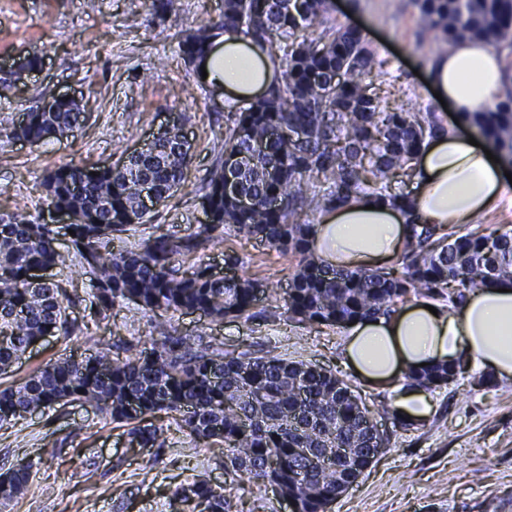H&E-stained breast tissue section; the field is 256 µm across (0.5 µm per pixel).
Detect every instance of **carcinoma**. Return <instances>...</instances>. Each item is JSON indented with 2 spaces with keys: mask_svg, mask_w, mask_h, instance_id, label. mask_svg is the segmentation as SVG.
I'll list each match as a JSON object with an SVG mask.
<instances>
[{
  "mask_svg": "<svg viewBox=\"0 0 512 512\" xmlns=\"http://www.w3.org/2000/svg\"><path fill=\"white\" fill-rule=\"evenodd\" d=\"M422 21L437 35V55L460 40L512 51V0H415ZM329 0H224L218 18L179 36L190 66L211 40L229 30L268 46L279 62L265 95L229 112L219 160L203 195L209 222L194 234H159L134 248L112 252L114 239L149 213L148 191L166 202L182 186L191 144L164 130L150 148L127 157L122 168H104L80 180L83 168L57 167L44 184L50 205L68 213L71 251H61L55 231L24 213L0 217V373H6L41 336L75 329L66 290L55 281L33 282L35 267L62 268L78 258L93 276L95 314L109 317L115 303L134 300L148 312L200 311L216 321L247 314L265 292L262 271L231 281L214 278L204 263L182 271L177 255L204 250L224 228L258 238L298 258L285 307L310 325L345 327L396 312L411 294L448 297L512 276V236L441 232L411 219L402 270L335 269L312 252L315 225L298 215L322 214L362 194H372L413 214L408 193L395 179L410 176L425 143L448 132L434 112L380 108L366 77L382 59L357 28L328 22ZM326 25L315 34L313 27ZM82 105L61 101L50 111L33 109L11 135L32 143L73 134ZM476 128L512 163V76L504 95L471 112ZM251 198L245 207L241 198ZM155 346L125 361L99 352L77 361L48 362L19 384L0 389V422L37 408L82 402L117 423L165 412L196 439L224 444V467L233 476L268 483L295 512H327L371 464L383 438L359 398L340 378L314 364L275 356H233L195 348L171 321L155 325ZM441 363L404 374L407 386L433 391L462 372ZM140 448L162 446L167 429L132 430ZM29 467L0 473V497L28 485ZM186 512H232L233 505L206 481L182 490Z\"/></svg>",
  "mask_w": 512,
  "mask_h": 512,
  "instance_id": "1",
  "label": "carcinoma"
}]
</instances>
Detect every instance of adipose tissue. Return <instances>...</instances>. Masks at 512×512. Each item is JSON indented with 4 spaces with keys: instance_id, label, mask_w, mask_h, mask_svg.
<instances>
[{
    "instance_id": "ef3b65f1",
    "label": "adipose tissue",
    "mask_w": 512,
    "mask_h": 512,
    "mask_svg": "<svg viewBox=\"0 0 512 512\" xmlns=\"http://www.w3.org/2000/svg\"><path fill=\"white\" fill-rule=\"evenodd\" d=\"M208 85L222 88L230 102L264 93L278 67L266 46L236 32L214 39L199 61ZM456 116L493 105L505 86L497 50L463 41L438 57L427 75ZM472 129L450 130L420 153L414 210L378 208L374 196H358L325 213L313 242L316 256L338 269H359L394 260L409 233V216L444 228L469 223L488 210L504 188L506 161L494 162L471 145ZM345 353L361 378L386 384L409 367L473 358L498 379L512 378V277L470 292L456 310L431 313L412 304L391 316L349 326Z\"/></svg>"
}]
</instances>
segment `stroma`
I'll list each match as a JSON object with an SVG mask.
<instances>
[{
  "label": "stroma",
  "mask_w": 512,
  "mask_h": 512,
  "mask_svg": "<svg viewBox=\"0 0 512 512\" xmlns=\"http://www.w3.org/2000/svg\"><path fill=\"white\" fill-rule=\"evenodd\" d=\"M331 3V19L362 26L370 46L390 63L387 74L369 77L381 107L430 110L453 125V113L435 101L426 81L435 35L426 32L414 0ZM221 8L222 0H175L165 12L153 10L151 0H0V214L20 207L48 221V171L66 163L111 166L121 151H133L175 121L193 146L187 182L149 221L135 225L124 245L156 232H196L205 222L202 196L216 165L211 146L224 133L229 106L223 90L198 84L179 53L178 35ZM34 52L41 67L5 85L15 60ZM56 92L78 95L86 112L73 136L37 144L7 138L21 113ZM231 251L245 268L265 269L268 290L239 318L175 315L178 333L209 349L268 352L329 370L360 394L385 436L375 461L329 512H512V380H488L469 362L464 374L429 393V416L404 429L390 413L403 382L366 384L347 363L345 329L303 325L285 314L296 258L229 229L201 256L220 267ZM50 278L65 284L77 328L32 346L0 375V388L54 359L99 351L125 358L151 347L154 313L120 301L109 318L94 321L91 276L78 262L53 269ZM153 422L169 427L163 446L131 447L129 424L78 402L1 423L0 473L23 464L30 479L22 494L0 500V512H182L176 493L197 480L230 497L235 512H293L272 486L230 479L223 444L196 439L169 425L163 413Z\"/></svg>",
  "instance_id": "stroma-1"
}]
</instances>
